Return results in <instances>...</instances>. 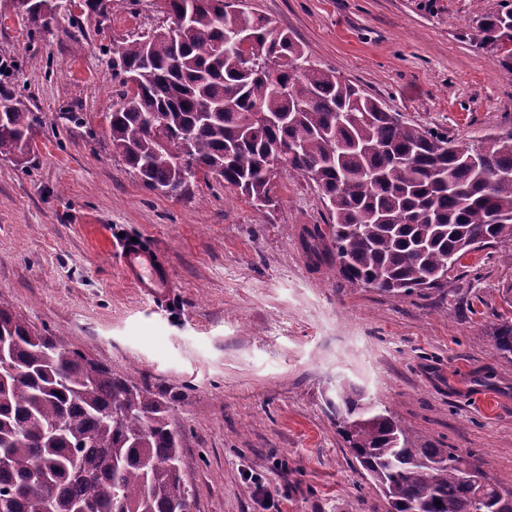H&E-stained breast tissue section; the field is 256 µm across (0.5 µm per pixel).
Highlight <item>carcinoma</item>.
<instances>
[{
    "instance_id": "1",
    "label": "carcinoma",
    "mask_w": 512,
    "mask_h": 512,
    "mask_svg": "<svg viewBox=\"0 0 512 512\" xmlns=\"http://www.w3.org/2000/svg\"><path fill=\"white\" fill-rule=\"evenodd\" d=\"M70 0H29L47 32ZM181 20L105 51L120 79L112 150L167 197L224 181L257 209L276 206L277 171L312 181L328 230L304 247L348 280L392 296L440 290L463 257L512 236V132L459 145L388 112L336 72L314 66L287 32L236 0H164ZM480 46L512 72V0L477 22ZM254 41L250 52L238 37ZM43 126L0 85V155L21 164ZM512 357V321L493 323ZM0 512H188L181 437L170 404L112 376L0 303ZM336 425L387 512H512V486L473 454L417 445L394 415L336 384Z\"/></svg>"
}]
</instances>
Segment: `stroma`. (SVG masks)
Instances as JSON below:
<instances>
[{"label":"stroma","mask_w":512,"mask_h":512,"mask_svg":"<svg viewBox=\"0 0 512 512\" xmlns=\"http://www.w3.org/2000/svg\"><path fill=\"white\" fill-rule=\"evenodd\" d=\"M159 3L78 9L39 33L0 0V84L45 115L27 164L0 156V302L170 401L192 512H385L337 431L340 380L396 412L415 442L476 453L512 481V358L487 334L499 314L512 318L499 296L512 246L468 255L443 291L391 297L308 259L303 228L329 222L311 181L281 173L266 213L212 178L180 199L145 188L112 151L120 81L103 51L165 24ZM497 3L242 5L312 64L468 145L512 131V74L471 37ZM126 236L169 262L165 297L124 278Z\"/></svg>","instance_id":"obj_1"}]
</instances>
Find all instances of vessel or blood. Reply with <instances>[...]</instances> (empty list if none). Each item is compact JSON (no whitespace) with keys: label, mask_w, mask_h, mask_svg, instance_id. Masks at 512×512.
I'll list each match as a JSON object with an SVG mask.
<instances>
[{"label":"vessel or blood","mask_w":512,"mask_h":512,"mask_svg":"<svg viewBox=\"0 0 512 512\" xmlns=\"http://www.w3.org/2000/svg\"><path fill=\"white\" fill-rule=\"evenodd\" d=\"M121 265L126 279L144 296L156 298L168 293L171 269L152 247L140 242H125Z\"/></svg>","instance_id":"b4317fda"}]
</instances>
